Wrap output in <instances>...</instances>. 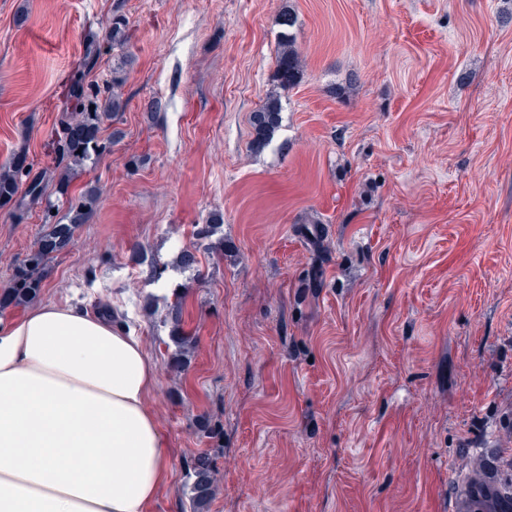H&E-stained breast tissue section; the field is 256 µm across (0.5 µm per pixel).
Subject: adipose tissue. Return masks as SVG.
I'll list each match as a JSON object with an SVG mask.
<instances>
[{
  "instance_id": "adipose-tissue-1",
  "label": "adipose tissue",
  "mask_w": 512,
  "mask_h": 512,
  "mask_svg": "<svg viewBox=\"0 0 512 512\" xmlns=\"http://www.w3.org/2000/svg\"><path fill=\"white\" fill-rule=\"evenodd\" d=\"M141 340L86 307L0 322V512H147L169 472Z\"/></svg>"
}]
</instances>
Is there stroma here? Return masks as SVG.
I'll list each match as a JSON object with an SVG mask.
<instances>
[{
	"label": "stroma",
	"instance_id": "obj_1",
	"mask_svg": "<svg viewBox=\"0 0 512 512\" xmlns=\"http://www.w3.org/2000/svg\"><path fill=\"white\" fill-rule=\"evenodd\" d=\"M116 14L127 106L71 172L98 202L38 301L117 309L142 339L170 459L149 512H193L202 450L209 512H448L453 474L512 414V0H0V169L26 155L20 190L57 179L70 79ZM290 16L302 65L282 90ZM274 94L259 146L252 114ZM44 206L0 201V290ZM217 214L220 253L193 234ZM203 415L223 439L199 436ZM180 309V304L175 303L171 309V312L168 313V315H170L169 318L172 324L170 336L175 345V350L171 357V362L178 368L182 367L187 362L186 350L191 343V337L186 336L183 332ZM190 498L194 512L208 511L214 494V459L208 451H201L191 459L188 466Z\"/></svg>",
	"mask_w": 512,
	"mask_h": 512
}]
</instances>
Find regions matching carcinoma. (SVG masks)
Returning a JSON list of instances; mask_svg holds the SVG:
<instances>
[{
    "label": "carcinoma",
    "mask_w": 512,
    "mask_h": 512,
    "mask_svg": "<svg viewBox=\"0 0 512 512\" xmlns=\"http://www.w3.org/2000/svg\"><path fill=\"white\" fill-rule=\"evenodd\" d=\"M284 26L288 27V38L279 45L276 54L275 81L279 88L285 90L291 88L300 71V57L296 49V36L293 28V17L284 19ZM112 49H121L127 41V31L124 21L115 17L112 19ZM74 96L80 102L81 118L65 117L61 119L59 129L53 142V151L56 154L57 165L69 169L72 164L80 165L86 161L98 158L106 149L95 135L83 141L74 140L75 131L78 129H90L99 131L103 117L112 116L125 108L119 94L114 93L108 97L104 105H99L97 96L83 93L82 80H77L73 90ZM279 99L272 96L267 99L265 105L254 112L253 127L256 134L255 142L258 145L265 144L267 135L277 127L280 114ZM23 173V167L17 162H11L10 166L0 171V199L9 200L17 191L19 176ZM55 194L63 198L69 205V223L62 224L54 219L52 210L54 204L46 202V233L39 239L37 245L27 255L26 259L18 264L12 273L11 287L0 293V312L10 307L26 306L36 300L41 292L43 274L47 262L55 255L66 250L73 241L77 225L85 223L91 213L92 203L95 199L94 188H85L76 199L70 197V179L60 176ZM172 324L170 336L175 345L171 362L176 367L186 363V350L191 343V337L183 332L180 316V302H175L169 312ZM198 433L203 438L220 440L224 435L221 424L203 416L198 421ZM214 459L207 451H201L191 459L188 475L192 478L189 490L195 512H207L214 494Z\"/></svg>",
    "instance_id": "1"
}]
</instances>
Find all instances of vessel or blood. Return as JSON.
<instances>
[{"label": "vessel or blood", "mask_w": 512, "mask_h": 512, "mask_svg": "<svg viewBox=\"0 0 512 512\" xmlns=\"http://www.w3.org/2000/svg\"><path fill=\"white\" fill-rule=\"evenodd\" d=\"M511 451H485L486 468L468 475L461 496L453 501V512H512V480L504 475V461Z\"/></svg>", "instance_id": "obj_1"}]
</instances>
